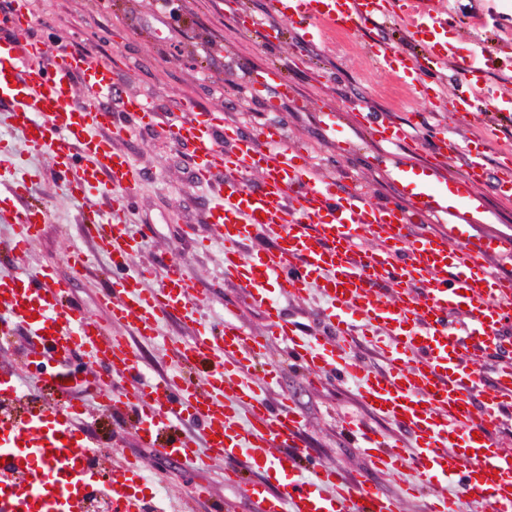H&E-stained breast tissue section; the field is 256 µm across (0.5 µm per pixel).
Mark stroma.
<instances>
[{
	"label": "stroma",
	"mask_w": 512,
	"mask_h": 512,
	"mask_svg": "<svg viewBox=\"0 0 512 512\" xmlns=\"http://www.w3.org/2000/svg\"><path fill=\"white\" fill-rule=\"evenodd\" d=\"M180 20L170 23L158 9V0H28L33 26L30 34L46 40L50 47L80 50L96 61L117 63L121 83L148 99L160 118L179 114L185 100L203 108L223 111L226 122L248 133L266 123L282 125L290 145L304 148L311 163L323 175L334 178L344 188L362 184L369 200L390 197L394 187L379 164L386 146L363 133L355 123L358 112H386L393 119L413 126L414 141L399 146L398 152L413 166L426 160L416 145L435 128H462L475 138L483 131L478 124H464L453 113L432 107L424 99L409 95L389 76L376 71L362 44L372 39H399L401 23L378 29L367 28L360 38L351 39L331 32L315 35L308 44L296 41L288 21H280L277 37L265 41L261 34L247 31L240 23L241 12L266 15L270 0H178ZM453 16L448 34L456 56L482 59L483 84L512 89V0H446ZM267 66L279 68L303 101L301 109L282 100L277 87L253 92L245 77ZM341 112L336 131H325V112ZM142 171V179L132 199L130 231L143 242L136 264L150 270L146 289L157 288L168 269L179 265L197 283V320L186 323L173 318L160 325L162 335L190 339L204 328H222L232 317L246 334L263 333L266 320L263 306L255 303L237 281L223 277L224 246L207 224V211L216 198V183L196 180L188 148L171 143L159 128L140 127L115 143ZM0 155L7 166L29 172V202L41 206L46 222L40 235L19 255L7 253L13 230L0 224V275L17 269L53 267L60 276L72 279L73 292L86 313L113 334L124 328L113 322L99 293L112 279L109 259L100 254L99 242L82 223L83 212L109 208L115 192L88 189L80 199L64 195L47 155L30 150L19 132L0 124ZM473 193L490 219L466 225L472 238H512V203L500 199L491 183H479ZM95 255L93 265L73 274L69 257L73 250ZM284 317L320 342L338 343L364 371L380 373L385 360L368 337L336 338L324 325L329 300L320 289L303 295L275 293ZM269 361L279 365L276 379L267 376L266 363L258 364L254 377L265 397L291 405L301 417L294 441L307 448L309 459L298 469L303 483L313 479L312 466L322 463L354 475L363 474L381 495L398 504L400 512H425L426 502L409 498L411 468L388 471L374 466L357 442L341 426L349 419L363 429L377 431L412 447L413 439L404 430L371 409L359 394L356 381L340 382L326 377L311 378L291 365L279 341H271ZM86 359L73 354L67 365L47 362L34 408L59 404L69 399L85 403L89 413L83 427L99 447L112 451L113 461L138 458L144 469V495L148 508L163 512H259V501L249 488L268 482L264 465H247L238 484L224 482V466L214 461L194 469L159 455L141 444L133 416L116 424L111 412L103 410L92 389L61 396L53 385L54 373L67 370L80 374ZM211 485L210 499L199 500L195 487Z\"/></svg>",
	"instance_id": "obj_1"
}]
</instances>
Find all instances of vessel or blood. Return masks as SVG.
<instances>
[{"mask_svg":"<svg viewBox=\"0 0 512 512\" xmlns=\"http://www.w3.org/2000/svg\"><path fill=\"white\" fill-rule=\"evenodd\" d=\"M397 3L416 51L381 40L369 44L367 53L379 71L411 95L441 108L453 106L466 119L482 120L490 110L512 111L511 90H485L472 78L480 70L475 61L454 60L446 11L434 0ZM270 15L288 21L304 42L325 30L358 35L390 12L383 0H271ZM30 25L25 0H10L0 13V103L7 105L10 125L28 146L49 156L70 196L89 187L123 190L111 210L88 211L83 222L111 255L116 271L101 302L131 336L103 335L73 299L71 281L49 267L0 278V334L14 324L26 325L39 353L64 362L81 350L94 364V376L130 379L131 391L116 395L103 384L97 390L104 408L138 417L139 438L148 446H158L161 431L188 418L198 421L202 437H171L160 446L166 457L192 468L223 461L228 484L240 480L239 456L264 459L279 490L272 494L264 484L251 486L261 512H399L364 479L323 465L304 485L294 478L295 458H269L271 441H288L300 426L293 407L269 404L251 375L268 336H276L288 358L306 371L357 376L366 404L382 403L384 416L408 430L420 450L405 456L385 437L346 423V432L368 450L372 463L389 470L412 466L414 493L437 477L456 484V494L435 496L428 512H458L464 496L487 512H512V456L490 440L512 410V365L496 370L493 391L479 402L472 398L478 382L465 366L466 353L499 347L498 325L512 309V278L495 275L485 258L511 250L512 241L464 239L454 221L461 204L479 205L472 188L488 174L489 138L431 136L426 147L432 164L419 171L393 167V200L372 203L319 175L302 149L287 145L279 124H265L257 135L246 136L225 125L220 113L191 102L182 106L185 118L158 123L152 104L123 90L112 65L68 50L48 55L46 43L29 36ZM452 65L464 78L450 87L446 76ZM249 83L256 91L287 85L274 67L253 71ZM82 92L89 102L79 100ZM363 122L372 137L390 146L411 137L382 113H367ZM156 124L173 143L191 146L199 180H212L215 170H223L224 186L208 221L224 245V275L247 288L266 310L268 335H244L228 320L220 333L200 331L178 344L183 365L210 363L200 385L146 377L137 346L141 340H158L163 319L192 322L197 313L196 284L183 267L172 266L161 286L148 291L142 286L146 270L131 264L142 243L128 230L125 197L133 193L139 172L112 142L131 128ZM451 159L461 162L462 178L430 192ZM252 171L262 175L258 184L244 180ZM27 193V174L0 164V223L12 226L14 251L24 250L45 222L42 208L25 204ZM417 215L433 216L449 229L414 235ZM271 225L279 228L272 254L244 257L241 245ZM379 232L385 235L383 246L362 250V238ZM316 285L331 300L327 320L337 335H374L389 327L388 372H363L346 355L312 341L282 318L272 289L299 295ZM389 292L395 293L394 302L385 301ZM352 312L360 323L349 320ZM85 413L82 404L50 405L31 424L7 428L9 447L0 451V512H83L86 493L101 476L95 466L97 446L75 425ZM111 475L112 512H146L134 486L143 476L139 460L124 459Z\"/></svg>","mask_w":512,"mask_h":512,"instance_id":"vessel-or-blood-1","label":"vessel or blood"}]
</instances>
